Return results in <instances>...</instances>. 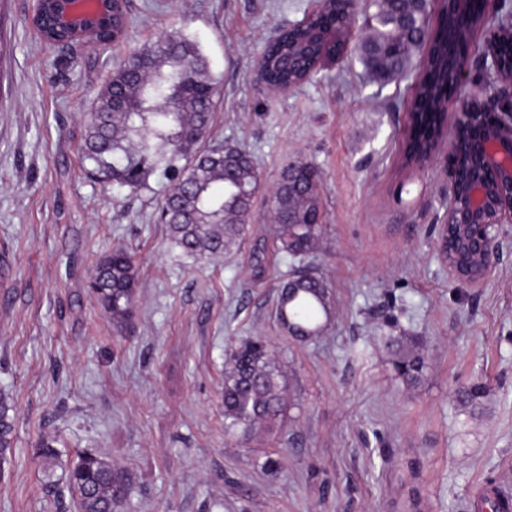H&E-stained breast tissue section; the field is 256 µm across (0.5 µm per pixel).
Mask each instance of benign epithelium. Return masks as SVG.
I'll return each instance as SVG.
<instances>
[{"label":"benign epithelium","mask_w":512,"mask_h":512,"mask_svg":"<svg viewBox=\"0 0 512 512\" xmlns=\"http://www.w3.org/2000/svg\"><path fill=\"white\" fill-rule=\"evenodd\" d=\"M101 3L102 0H60L55 10V24L81 36ZM457 5L464 15L475 9L486 15L492 0H457ZM501 61L498 34L493 33L476 63H471L466 56L456 67L454 86L461 85L471 67L476 66L485 77L486 85L492 88L491 97L495 100V106L490 108L476 96L462 104L456 99H448L447 110L458 118L459 126L468 116H489L492 119L490 126L477 128L470 140L468 153L472 174L463 204H458L457 188L459 134L450 139L448 133H442L431 151L415 160L421 165L430 161L440 153L446 141H451L448 207L440 237V251L443 257H448V250L453 244L477 259V265L468 271L455 262H448L452 276L472 284L483 281L491 273L500 227L512 223V77H504Z\"/></svg>","instance_id":"1"}]
</instances>
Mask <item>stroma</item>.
<instances>
[{"mask_svg": "<svg viewBox=\"0 0 512 512\" xmlns=\"http://www.w3.org/2000/svg\"><path fill=\"white\" fill-rule=\"evenodd\" d=\"M318 0H128L132 23L106 52L45 46L35 0H0V392L15 441L0 512H79L62 461L93 452L133 478L124 512H481L488 485L512 497V223L479 285L438 249L448 154L402 160L411 76L373 82L353 54L274 94L256 80L269 37ZM181 30L221 91L211 136L246 148L267 190L293 162L319 175L324 230L302 266L332 305L323 332L274 319L290 264L269 196L223 257L191 263L155 209L166 189L92 182L82 114L130 50ZM122 246L136 271L131 321L116 330L89 294L98 259ZM266 336L286 380L271 431L225 427L224 364L235 340ZM421 344L420 381L394 369L390 339ZM474 406L459 397L475 385Z\"/></svg>", "mask_w": 512, "mask_h": 512, "instance_id": "35a3bbf8", "label": "stroma"}]
</instances>
